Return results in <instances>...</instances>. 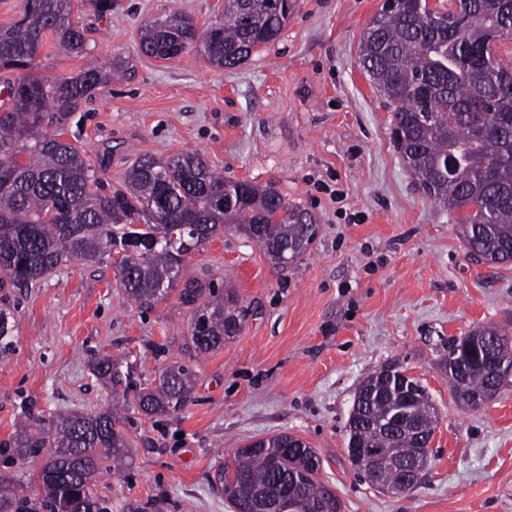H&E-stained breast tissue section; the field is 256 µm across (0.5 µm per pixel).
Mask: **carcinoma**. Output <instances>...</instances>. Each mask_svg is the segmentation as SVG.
<instances>
[{
  "instance_id": "cac0c4a2",
  "label": "carcinoma",
  "mask_w": 512,
  "mask_h": 512,
  "mask_svg": "<svg viewBox=\"0 0 512 512\" xmlns=\"http://www.w3.org/2000/svg\"><path fill=\"white\" fill-rule=\"evenodd\" d=\"M74 0H20L19 17L0 27V71L33 61L47 37L68 54L90 52ZM295 0H227L224 22L198 32L192 19L171 11L147 22L140 52L171 59L189 45L218 68H235L257 47L277 40ZM512 40V0H463L456 14L429 17L425 0H398L381 10L363 34L359 63L393 112L395 146L425 195L460 212L457 231L469 252L488 264L512 262V68L502 64L497 44ZM106 81L97 66L75 77L37 74L6 81L10 106L0 112V166L15 165L8 187L0 185V288L28 289L66 262L95 264L115 258L127 296L150 309L174 290L183 262L229 224L257 243L279 267L295 260L316 233V219L290 204L273 185L230 180L196 153L163 162L140 157L118 186L102 192L85 154L62 140L73 112ZM57 133L49 135L45 124ZM244 320L236 294L209 291L191 318L193 348L209 353L239 334ZM494 357L512 364V336L488 324L474 330ZM13 347L12 316L0 310V354ZM464 337L448 342L444 368L455 396L468 406L491 400L502 381L484 360L464 354ZM92 372L112 386L123 383L119 363L95 361ZM194 376L184 365H167L134 402L150 417L172 416L190 401ZM127 394L112 407L47 418L28 411L9 446L6 462L44 458L38 484L0 477V512H112V498L96 478L118 467L128 448L115 429ZM404 410L402 422L383 426ZM437 415L426 389L409 400L390 382L389 368L358 387L347 423V447L373 457L409 458L436 429ZM319 453L302 439L281 433L250 442L212 484L233 512H259L278 502L294 512H341L336 493L316 479Z\"/></svg>"
}]
</instances>
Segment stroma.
Returning <instances> with one entry per match:
<instances>
[{
    "label": "stroma",
    "instance_id": "stroma-1",
    "mask_svg": "<svg viewBox=\"0 0 512 512\" xmlns=\"http://www.w3.org/2000/svg\"><path fill=\"white\" fill-rule=\"evenodd\" d=\"M75 0L91 51L45 40L35 71L77 75L126 61L83 102L65 141L85 152L105 187L139 157L185 151L225 177L272 183L317 219V234L288 267L235 230L191 251L181 283L232 284L243 328L224 348L191 345L193 304L179 291L139 308L111 260L64 264L34 288L0 289L14 344L0 355V448L18 417L110 407L112 387L90 365L108 355L149 384L168 363L195 384L185 409L149 417L130 406L117 424L128 443L121 472L102 475L112 512L157 503L161 512H232L211 480L248 441L288 432L316 448L318 474L342 512H512V378L489 403L454 397L441 367L450 337L495 323L512 331V264L473 260L457 217L419 190L390 139L391 114L358 48L383 0H297L280 38L234 69L196 50L143 56L140 28L179 6L198 30L223 20L224 0ZM394 363L426 387L439 413L431 462L413 490L388 495L346 457L359 383Z\"/></svg>",
    "mask_w": 512,
    "mask_h": 512
}]
</instances>
